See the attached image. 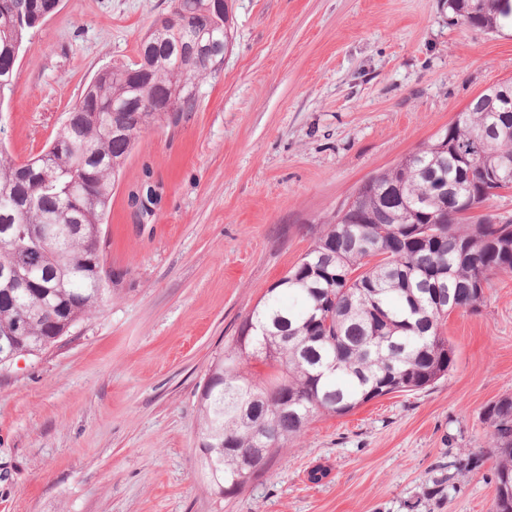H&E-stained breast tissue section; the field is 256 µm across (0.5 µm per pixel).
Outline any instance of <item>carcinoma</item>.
<instances>
[{
	"mask_svg": "<svg viewBox=\"0 0 512 512\" xmlns=\"http://www.w3.org/2000/svg\"><path fill=\"white\" fill-rule=\"evenodd\" d=\"M448 0L452 22L482 31L512 19V0ZM50 0H0V73L15 72L22 44ZM210 45L204 56L176 44ZM153 57L144 77L132 62L100 71L48 148L23 162L0 144V271L32 266L38 294L0 288V357L37 356L95 315L105 288L102 224L118 176L140 134L193 109L198 86L217 78L232 50L230 15L213 0H171L164 32L144 38ZM512 81L487 88L445 129L394 166L367 179L348 212L328 219L313 247L279 279L211 364L199 397L200 459L214 493H232L255 477L320 414L345 415L374 399L434 385L455 351L441 328L456 309H475L495 276L512 275V220L478 224L456 218L512 190ZM125 129L118 136L113 128ZM162 188L145 173L128 196L149 224ZM44 224L51 237L30 227ZM290 304H285L283 296ZM57 321H52L51 316ZM273 369L263 378L251 362ZM336 363L331 373L323 372ZM492 427L493 512H512V397L485 407Z\"/></svg>",
	"mask_w": 512,
	"mask_h": 512,
	"instance_id": "cac0c4a2",
	"label": "carcinoma"
}]
</instances>
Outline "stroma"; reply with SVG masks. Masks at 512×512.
Instances as JSON below:
<instances>
[{
    "label": "stroma",
    "instance_id": "obj_1",
    "mask_svg": "<svg viewBox=\"0 0 512 512\" xmlns=\"http://www.w3.org/2000/svg\"><path fill=\"white\" fill-rule=\"evenodd\" d=\"M168 2L62 0L0 101L8 154H39L99 71L137 59ZM231 14L221 74L125 163L102 226L100 311L0 370V512H491L483 412L512 396V275L444 321L446 378L316 417L221 499L201 469L198 398L322 222L512 81V24H451L448 0H232ZM146 167L163 199L141 224L128 194ZM474 452L481 465L463 466Z\"/></svg>",
    "mask_w": 512,
    "mask_h": 512
}]
</instances>
